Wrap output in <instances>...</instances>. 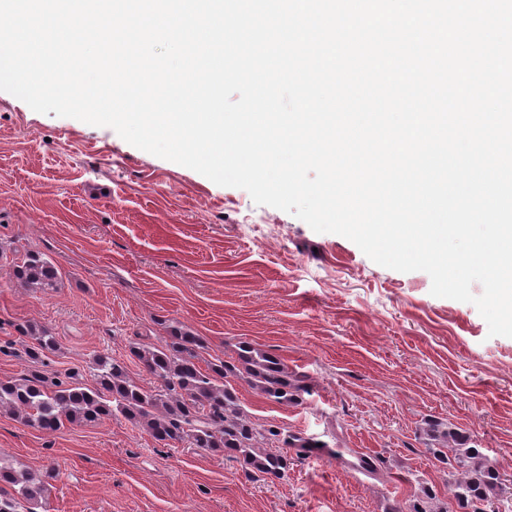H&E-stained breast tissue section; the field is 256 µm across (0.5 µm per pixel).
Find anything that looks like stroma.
<instances>
[{"label": "stroma", "instance_id": "obj_1", "mask_svg": "<svg viewBox=\"0 0 512 512\" xmlns=\"http://www.w3.org/2000/svg\"><path fill=\"white\" fill-rule=\"evenodd\" d=\"M0 246V346L20 344L18 324L47 326L57 348L44 376L87 374L93 354L126 358L181 324L210 354L249 343L282 359L304 379L298 404L236 380L241 407L342 453L289 454L276 479L161 445L119 415L48 434L0 411V464L57 472L36 512H386L422 482L461 512L425 435L440 423L469 433L512 482V338L489 336L474 305L111 128L4 91ZM28 249L56 265L57 288L11 278L9 259ZM357 452L382 458L381 475L349 470Z\"/></svg>", "mask_w": 512, "mask_h": 512}]
</instances>
